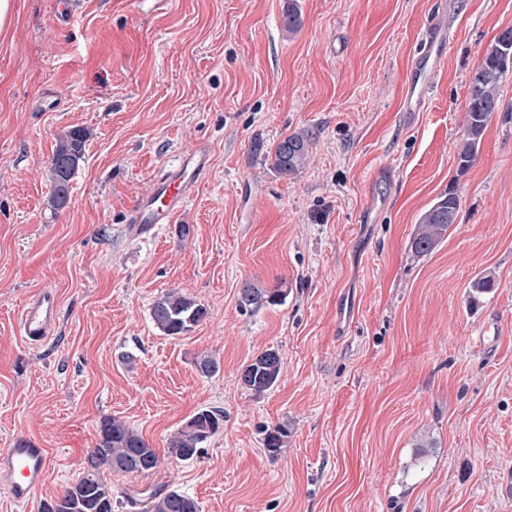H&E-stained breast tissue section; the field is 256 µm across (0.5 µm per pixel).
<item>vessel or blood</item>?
<instances>
[{
	"instance_id": "obj_1",
	"label": "vessel or blood",
	"mask_w": 512,
	"mask_h": 512,
	"mask_svg": "<svg viewBox=\"0 0 512 512\" xmlns=\"http://www.w3.org/2000/svg\"><path fill=\"white\" fill-rule=\"evenodd\" d=\"M419 40L425 52L416 59L415 69L424 71V80L409 85L402 109L420 112L425 108L426 78L438 74L452 36L447 13L434 16L422 28ZM212 164L206 145L183 151L175 166L163 173L152 191L136 198L127 210V222L136 234L150 233L157 225L167 224L186 207L192 192ZM61 306L55 292L38 291L24 302L19 310L17 330L22 342L30 348L48 344L57 334ZM51 470L48 449L37 447L28 439H16L10 447L0 449V489L18 507L31 504L37 491L46 482Z\"/></svg>"
}]
</instances>
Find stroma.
I'll use <instances>...</instances> for the list:
<instances>
[{
  "label": "stroma",
  "instance_id": "stroma-1",
  "mask_svg": "<svg viewBox=\"0 0 512 512\" xmlns=\"http://www.w3.org/2000/svg\"><path fill=\"white\" fill-rule=\"evenodd\" d=\"M13 4L0 30V448L23 436L52 453L38 501L80 478L103 418L161 453L219 407L224 427L197 458L105 471L113 496L166 484L201 512H512V72L473 165L455 159L471 73L512 26V0H80L66 22L56 0ZM444 8L453 49L425 110L403 111L418 33ZM73 128L84 157L54 210L51 158ZM301 130L308 162L281 176L274 148ZM197 144L212 167L176 223L132 232L129 204ZM451 192L455 224L414 256L420 214ZM487 275L494 288L476 290ZM248 281L286 298L242 312ZM44 288L60 328L32 349L16 315ZM173 288L207 309L175 339L151 319ZM267 349L281 376L256 395L240 372ZM203 354L216 374L197 370ZM278 423L273 457L264 430Z\"/></svg>",
  "mask_w": 512,
  "mask_h": 512
}]
</instances>
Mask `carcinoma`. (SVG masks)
<instances>
[{
  "label": "carcinoma",
  "instance_id": "carcinoma-1",
  "mask_svg": "<svg viewBox=\"0 0 512 512\" xmlns=\"http://www.w3.org/2000/svg\"><path fill=\"white\" fill-rule=\"evenodd\" d=\"M512 53V28L501 31L487 47L480 65L471 75L468 87L465 128L457 151V167L469 169L476 157L482 136L495 112L500 109V85L511 64L501 62L504 46ZM87 134L72 129L61 135L51 159V193L48 206L54 210L65 207L69 200L70 183L84 155ZM312 137L296 132L280 141L273 152V166L283 176L293 175L308 158ZM460 206L459 197L446 194L424 210L415 226L410 249L420 257L431 252L448 234L455 223ZM283 289L268 290L254 283L243 285L238 306L243 312H257L267 306L282 303ZM207 316L206 307L193 297L172 289L159 297L151 308L154 325L164 335L177 338ZM282 362L279 353L267 349L256 355L240 372L243 388L255 395L271 390L279 381ZM224 427V411L202 409L191 416L168 440L167 456L177 461H190L200 454L202 445ZM287 428L278 425L265 431V448L274 456L284 447ZM160 466L156 449L124 421L108 417L100 422L99 437L87 455L83 476L68 487L62 496L42 505V512H115L121 502L112 499V489L101 476V469L113 472L149 476ZM142 512H200L198 502L176 488L160 486L147 498L128 499Z\"/></svg>",
  "mask_w": 512,
  "mask_h": 512
}]
</instances>
